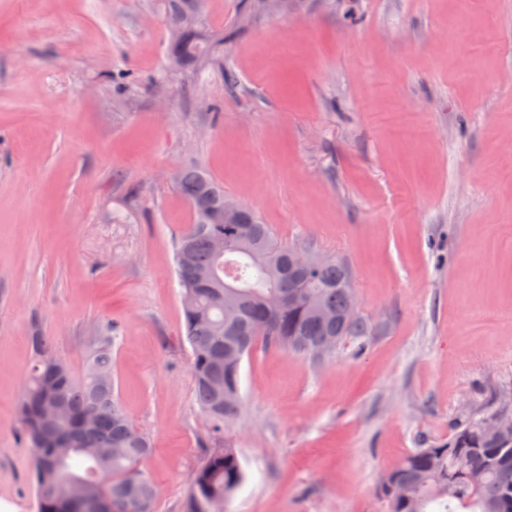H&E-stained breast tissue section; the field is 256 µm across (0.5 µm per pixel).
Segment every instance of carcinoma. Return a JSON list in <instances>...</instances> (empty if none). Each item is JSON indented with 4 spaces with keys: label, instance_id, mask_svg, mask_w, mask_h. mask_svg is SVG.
Returning a JSON list of instances; mask_svg holds the SVG:
<instances>
[{
    "label": "carcinoma",
    "instance_id": "obj_1",
    "mask_svg": "<svg viewBox=\"0 0 512 512\" xmlns=\"http://www.w3.org/2000/svg\"><path fill=\"white\" fill-rule=\"evenodd\" d=\"M266 0H245L237 27L264 16ZM168 59L176 71L196 69L220 54L224 28L215 27L207 0H163ZM172 182L186 200L191 221L175 243L181 288V333L190 348L197 404L207 420L205 449L181 512H224L245 480L238 450L224 433L242 412L244 357L259 342L309 357L328 343L330 357L348 340L368 335L358 316L348 329L340 319L350 307L351 274L339 260L309 254L313 269L294 262L295 248L274 240L254 210L224 194L203 167L175 169ZM118 336L112 324L90 337L81 378L53 353L50 338L35 328L34 353L18 417L33 451L37 512H87L86 501L112 503V512H154L155 483L140 469L152 453L146 432L123 406L112 373ZM482 421L457 427L446 443L418 448L388 472L382 492L389 512H512V436L493 441ZM69 442L61 454L47 428ZM397 481L410 498L396 503Z\"/></svg>",
    "mask_w": 512,
    "mask_h": 512
}]
</instances>
